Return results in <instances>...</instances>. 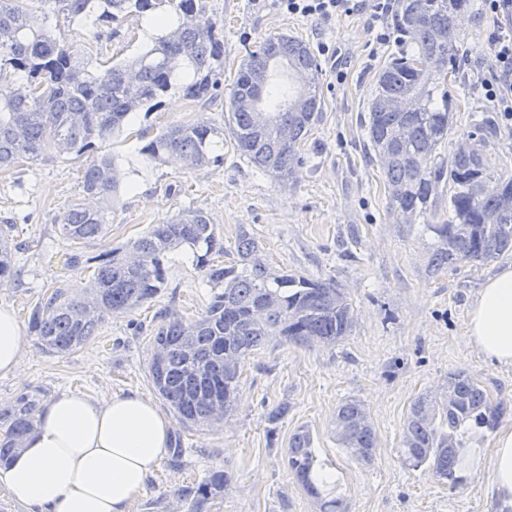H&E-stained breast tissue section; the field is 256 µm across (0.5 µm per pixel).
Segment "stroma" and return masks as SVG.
Returning a JSON list of instances; mask_svg holds the SVG:
<instances>
[{"label":"stroma","instance_id":"obj_1","mask_svg":"<svg viewBox=\"0 0 512 512\" xmlns=\"http://www.w3.org/2000/svg\"><path fill=\"white\" fill-rule=\"evenodd\" d=\"M472 3L460 31L462 84L454 91L460 133L468 131L472 118L494 110L480 85L482 67L491 61L493 23L483 0ZM206 4L209 14L224 22L225 84H232L246 47L270 34L294 35L314 49L325 43L341 50L344 83H337L328 57L319 59L322 116L304 147L299 181L280 187L239 158L229 143L219 165L188 169L175 158L151 164L140 141L129 137L115 146L127 188L112 211V232L81 245V263L69 268L64 259L71 246L58 224L65 206L83 197L78 173L85 158L68 155L0 170V220L11 224L20 247L14 282L0 286V307L27 325L29 309L56 287L83 295L106 251L179 211L204 209L226 246L244 231L273 269L336 278L353 300L355 327L333 347L284 346L271 338L248 360L238 405L220 424L191 431L172 426V433L182 436L181 457L159 460L131 512H184L177 490L218 469L231 481L206 512H317L286 465L288 440L301 426L312 432L348 512H498L486 465L494 433L473 440L463 482L456 486L428 469L408 467L399 453L411 401L440 389L449 373L466 371L492 399L512 403V365L486 357L469 345L467 335L470 309L498 263L430 273L433 239L425 226L446 222L447 208L426 215L421 224L398 223L389 209L383 170L364 152L362 122L374 77L406 49L405 40L379 41L389 24L369 10L323 22L289 15L276 0ZM160 29L152 17L129 20L113 31L88 19L62 28L59 37L100 66L137 53ZM224 105L221 97L194 104L176 86L158 108L138 113L132 127L155 133L200 117L220 124ZM169 266L166 290L124 317L106 319L75 353L45 354L34 336L24 334L17 372L0 377V407L35 390L45 402L62 391L98 403L131 393L153 397L147 372L151 325L170 309L200 316L210 297L189 251L172 252ZM349 398L365 405L376 432V456L368 465L349 460L336 445L332 421L337 406ZM278 406L284 414L271 419Z\"/></svg>","mask_w":512,"mask_h":512}]
</instances>
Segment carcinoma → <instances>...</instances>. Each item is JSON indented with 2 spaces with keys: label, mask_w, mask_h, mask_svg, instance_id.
Wrapping results in <instances>:
<instances>
[{
  "label": "carcinoma",
  "mask_w": 512,
  "mask_h": 512,
  "mask_svg": "<svg viewBox=\"0 0 512 512\" xmlns=\"http://www.w3.org/2000/svg\"><path fill=\"white\" fill-rule=\"evenodd\" d=\"M24 0H0V78H24L0 97V169L49 161L64 155H92L81 173L85 197L61 215L59 230L76 245L101 240L112 226V203L123 192L116 157L105 150L128 131L132 115L153 109L187 71L185 96L202 103L219 95L224 76V24L206 14L204 0H54L55 21L90 16L119 24L153 14L161 31L131 59L92 66L36 19ZM470 0H394L391 19L410 39V49L377 74L366 117L371 155L386 176L390 212L414 224L448 196V221L428 224L434 247L433 272L462 263L487 265L512 253V175L495 170L499 145L494 118L481 116L464 142L444 156L455 127L463 50L457 18ZM281 63L297 80L295 91L270 82ZM322 113L320 62L309 45L286 33L269 35L240 63L224 105V125L201 117L173 124L154 135L137 133L141 154L161 163L177 156L189 169L223 160L224 131L234 151L282 187L298 181L312 127ZM192 252L211 288L206 310L189 319L173 310L151 329L149 382L184 429L211 427L231 412L241 391L248 358L272 336L284 345L334 347L355 327L353 301L335 279L309 278L269 267L254 238L241 234L235 262L224 261V237L202 209H187L160 224L94 267L89 288L71 297L59 286L29 311V328L40 348L65 356L96 336L105 319L128 314L168 286L169 255ZM16 245L0 225V284L14 280ZM39 395L25 393L0 408V465L19 453L38 430ZM508 409L463 370L448 374L436 394L412 401L402 431L406 464L425 467L441 480L461 481L459 461L472 437L495 428ZM333 431L340 448L358 462L374 461L376 437L369 414L357 399L336 410ZM309 429L288 441V471L315 500L318 512H346L328 490L329 471L317 463ZM230 477L216 470L178 496L187 512H204L224 497Z\"/></svg>",
  "instance_id": "obj_1"
}]
</instances>
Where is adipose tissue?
Instances as JSON below:
<instances>
[{"label": "adipose tissue", "instance_id": "ef3b65f1", "mask_svg": "<svg viewBox=\"0 0 512 512\" xmlns=\"http://www.w3.org/2000/svg\"><path fill=\"white\" fill-rule=\"evenodd\" d=\"M470 343L512 364V265L489 278L471 309ZM22 329L0 308V375L19 364ZM170 420L150 399L129 395L99 404L77 394L50 399L38 431L0 467V490L28 512H129L167 452ZM488 465L500 499L512 501V425L497 432Z\"/></svg>", "mask_w": 512, "mask_h": 512}]
</instances>
